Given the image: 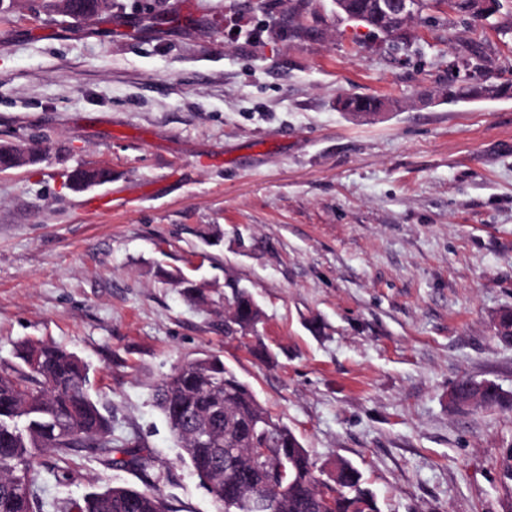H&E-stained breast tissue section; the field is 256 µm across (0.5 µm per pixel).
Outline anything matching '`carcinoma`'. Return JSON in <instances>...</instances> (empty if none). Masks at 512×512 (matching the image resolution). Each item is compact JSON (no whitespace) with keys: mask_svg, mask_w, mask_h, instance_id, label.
Here are the masks:
<instances>
[{"mask_svg":"<svg viewBox=\"0 0 512 512\" xmlns=\"http://www.w3.org/2000/svg\"><path fill=\"white\" fill-rule=\"evenodd\" d=\"M78 10L112 17V0H76ZM439 92L450 102L467 100L471 87L450 83ZM259 305L245 288L235 291L228 322L257 328ZM497 337L512 342V311L495 319ZM17 361L0 360V512H42L36 492L39 468L60 483L71 482L72 452L89 450L105 466L132 464L143 470L149 457L137 447L112 440V421L90 394L89 366L76 353L55 344L24 341ZM456 385V406L486 409L512 406L499 388L467 389ZM172 435L203 485L218 504L217 512H380L373 492L363 486L360 472L339 460L337 480L320 479L306 448L286 425L258 401L248 384L215 354L187 360L167 374L154 394ZM208 429L212 445L197 448L190 433ZM269 431L271 461L252 459L250 438L257 426ZM125 458L119 460L114 454ZM55 512H167L155 492L106 485L80 499L53 504Z\"/></svg>","mask_w":512,"mask_h":512,"instance_id":"cac0c4a2","label":"carcinoma"}]
</instances>
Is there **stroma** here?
I'll list each match as a JSON object with an SVG mask.
<instances>
[{
	"label": "stroma",
	"mask_w": 512,
	"mask_h": 512,
	"mask_svg": "<svg viewBox=\"0 0 512 512\" xmlns=\"http://www.w3.org/2000/svg\"><path fill=\"white\" fill-rule=\"evenodd\" d=\"M289 7L115 0L107 21L0 0V143L41 151L0 171V360L25 340L74 351L113 438L154 462L76 452L72 482L41 473L44 512L107 483L215 512L153 398L210 352L318 473L357 467L381 512H512V409L448 401L464 377L512 399L494 327L512 309V97L415 104L451 79L512 81V29L436 0L394 50L332 0L293 38ZM364 95L399 107H337ZM88 167L111 181L72 189ZM236 284L258 336L224 334Z\"/></svg>",
	"instance_id": "stroma-1"
}]
</instances>
